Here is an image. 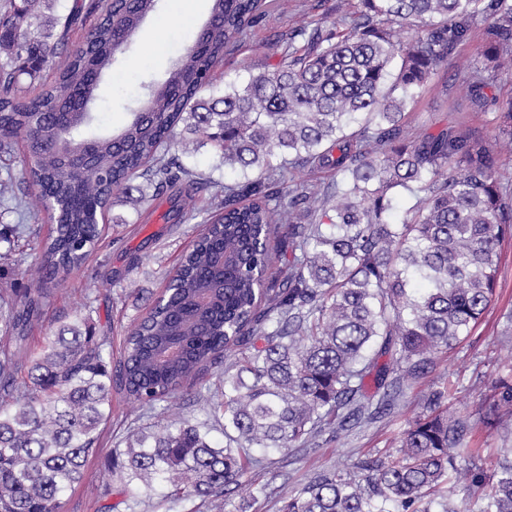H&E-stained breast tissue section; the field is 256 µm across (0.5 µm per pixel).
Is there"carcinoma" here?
Listing matches in <instances>:
<instances>
[{
    "label": "carcinoma",
    "instance_id": "carcinoma-1",
    "mask_svg": "<svg viewBox=\"0 0 512 512\" xmlns=\"http://www.w3.org/2000/svg\"><path fill=\"white\" fill-rule=\"evenodd\" d=\"M54 2L6 0L0 11V156L21 138L32 158L10 201L51 223L40 276L0 291V512H62L112 391L153 411L210 371L222 387L213 414L224 418V445L188 419L142 428L112 454L111 472L131 510L157 483L169 512L189 503V512H248L233 494L270 454L391 415L405 383L487 312L498 247L512 237L498 152L470 131L412 138L404 119L478 26L480 62L457 93L479 112L494 105L498 78L512 72V0H351L332 28L296 27L275 66L222 91L215 67L273 0H210L207 26L108 131L97 126L100 86L160 0H73L65 15ZM94 14L79 44L49 60ZM493 122L512 142V101ZM191 134L243 180L217 183L187 167ZM298 169L333 179L297 183ZM137 178L169 194L175 224L187 216L184 197L207 195L215 210L117 362L89 307L26 367L24 343L52 287L82 270L112 199ZM403 191L415 203L395 221ZM26 234L40 230L3 224L0 243ZM275 261L285 264L280 280L267 278ZM228 350L235 361L224 370ZM446 399L441 389L423 396L399 458L318 470L279 512H512V460L498 461L486 486L472 426L448 419ZM446 488L460 502L430 497Z\"/></svg>",
    "mask_w": 512,
    "mask_h": 512
}]
</instances>
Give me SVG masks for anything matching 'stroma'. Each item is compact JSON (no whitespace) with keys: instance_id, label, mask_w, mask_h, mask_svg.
I'll return each mask as SVG.
<instances>
[{"instance_id":"obj_1","label":"stroma","mask_w":512,"mask_h":512,"mask_svg":"<svg viewBox=\"0 0 512 512\" xmlns=\"http://www.w3.org/2000/svg\"><path fill=\"white\" fill-rule=\"evenodd\" d=\"M206 0L193 16L176 13L173 0H162L158 14L149 19L119 61L114 78L105 82L101 106L105 122L119 124L142 94V83L161 80L172 60L191 41L194 27L207 17ZM342 14L341 0H278L276 10L252 27L243 41L216 70L218 82L229 83L268 68L278 60L279 44L299 24L312 21L332 26ZM164 41L163 56H156L154 36ZM479 39L459 45L408 108L412 132H437L464 125L485 138L495 135L489 112L472 111L468 102L456 95L455 77L468 74L479 63ZM170 208L168 195L158 196L152 210H144L135 198L114 200L105 219L103 237L83 269L66 283L54 287L44 326L26 342L28 358H36L46 336L93 305L97 335L109 337L113 350H120L126 331L147 312L149 299L165 286V276L192 245L201 224L210 213L208 199L197 197L185 208L193 218L171 224L164 216ZM137 268H130L131 259ZM512 380V239L499 248L496 296L485 317L460 343L438 354L424 378L410 382L400 398L392 420H380L333 438L322 435L318 446L297 448L287 456H272L270 463L252 474L250 484L238 489L237 498L251 499L250 512H278L284 488L302 486L313 470L350 466L366 457H398L399 435L421 412L420 395L429 389L446 390L448 414L473 426L469 442L477 448L476 462L485 472H493L500 457L512 454V415L500 413L499 421L487 424L478 419V405H490L498 398L500 379ZM209 406L194 390H184L175 402L146 411L122 393L112 395V417L103 425L98 450L89 458L83 480L68 490L64 512H103L99 492L104 485L119 487L108 466L113 451L133 428L166 424L175 419L209 422L214 442L224 440L221 425L210 423ZM266 492L254 496L256 487Z\"/></svg>"}]
</instances>
